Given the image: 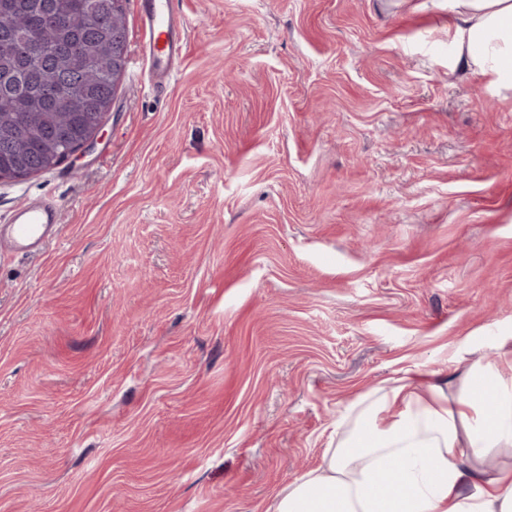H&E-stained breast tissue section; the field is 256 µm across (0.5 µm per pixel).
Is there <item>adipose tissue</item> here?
I'll use <instances>...</instances> for the list:
<instances>
[{
	"label": "adipose tissue",
	"mask_w": 512,
	"mask_h": 512,
	"mask_svg": "<svg viewBox=\"0 0 512 512\" xmlns=\"http://www.w3.org/2000/svg\"><path fill=\"white\" fill-rule=\"evenodd\" d=\"M457 60L512 85V0H446ZM496 361L460 358L449 379L405 371L352 402L322 465L268 512H512V336Z\"/></svg>",
	"instance_id": "1"
}]
</instances>
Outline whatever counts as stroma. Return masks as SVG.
Here are the masks:
<instances>
[{
  "mask_svg": "<svg viewBox=\"0 0 512 512\" xmlns=\"http://www.w3.org/2000/svg\"><path fill=\"white\" fill-rule=\"evenodd\" d=\"M85 157L0 185V512H267L350 402L512 336V90L445 0H176ZM173 0H141L142 50L157 87L172 76L185 48L189 21L178 14ZM58 220V212L50 204H26L15 210L5 241L14 251L39 247L46 241L47 228Z\"/></svg>",
  "mask_w": 512,
  "mask_h": 512,
  "instance_id": "1",
  "label": "stroma"
}]
</instances>
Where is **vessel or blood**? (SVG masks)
<instances>
[{
	"instance_id": "1",
	"label": "vessel or blood",
	"mask_w": 512,
	"mask_h": 512,
	"mask_svg": "<svg viewBox=\"0 0 512 512\" xmlns=\"http://www.w3.org/2000/svg\"><path fill=\"white\" fill-rule=\"evenodd\" d=\"M140 26L149 72L156 86H164L183 54L189 21L175 11L173 0H141ZM58 220V212L50 204H26L15 210L6 241L16 251L41 246L48 227Z\"/></svg>"
}]
</instances>
